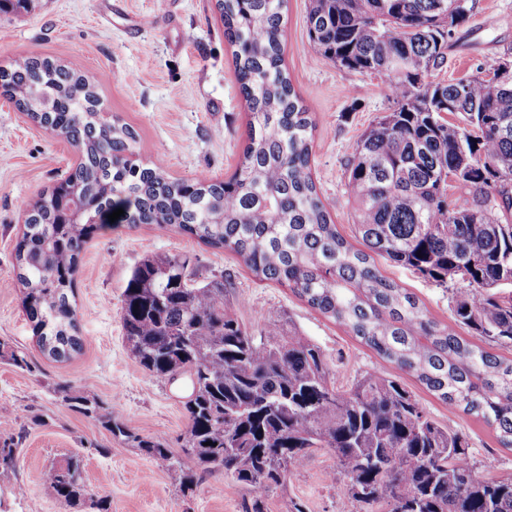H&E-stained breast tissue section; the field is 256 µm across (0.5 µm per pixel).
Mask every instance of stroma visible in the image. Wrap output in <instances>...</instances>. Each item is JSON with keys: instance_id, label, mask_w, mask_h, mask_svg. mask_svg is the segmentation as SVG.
Listing matches in <instances>:
<instances>
[{"instance_id": "stroma-1", "label": "stroma", "mask_w": 512, "mask_h": 512, "mask_svg": "<svg viewBox=\"0 0 512 512\" xmlns=\"http://www.w3.org/2000/svg\"><path fill=\"white\" fill-rule=\"evenodd\" d=\"M473 5L466 22L455 28L447 62L433 80L465 78L512 58V0H473ZM308 6L309 0H287L283 7L284 63L315 122L311 170L317 190L340 233L352 242L348 163L363 132L393 104L383 76L342 68L313 48ZM22 56L73 62L100 80L103 109L137 133L139 164L163 162L169 178L180 181L200 174L221 181L239 166L251 115L216 0H124L119 8L114 0H32L29 12L0 16V69ZM80 160L67 140L0 96V344L24 353L29 362L20 369L0 356V445H10L16 457L14 467H0V512H98L100 500L109 512H241L245 491L223 470L199 476L184 490L178 472L127 447L55 391L70 385L111 408L132 430L179 449L187 428L189 378L162 380L140 367L120 318L126 281L150 255L180 254L199 278L229 280L227 300L249 329L291 319L322 348L336 384L372 370L400 377L431 416L463 433L480 478L512 472V449L500 446L492 427L449 408L289 289L255 277L233 253L175 226L118 224L88 239L72 297L82 346L62 361L44 354L24 309L14 247L24 230L25 207L49 193ZM376 264L430 316L450 320L452 290L463 287L462 279L446 288L385 258ZM72 455L81 457L92 491L77 507L60 500L42 479L46 469ZM335 467L325 451L293 461L287 492L270 502V512H286L291 498L303 500L309 512H355L325 478Z\"/></svg>"}]
</instances>
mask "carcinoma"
Masks as SVG:
<instances>
[{
    "label": "carcinoma",
    "instance_id": "cac0c4a2",
    "mask_svg": "<svg viewBox=\"0 0 512 512\" xmlns=\"http://www.w3.org/2000/svg\"><path fill=\"white\" fill-rule=\"evenodd\" d=\"M284 0H217L224 39L251 113L243 157L223 182L171 181L160 162L113 163L134 154L135 132L110 122L96 86L47 57H22L0 86L34 122L81 153L57 198L27 209L16 245L17 279L41 350L54 359L79 349L70 303L86 239L109 223L177 226L235 254L433 392L498 431L512 447V359L460 336L512 348V82L430 76L446 62L443 17L465 22L470 0H310L308 37L336 65L386 77L394 109L361 136L349 164L361 247L338 231L311 173L315 127L284 66ZM459 114L451 122L443 113ZM461 174L469 189L448 199ZM384 256L446 285L453 324L382 275ZM181 255L147 257L122 292V326L136 362L159 379L189 375L180 451L112 418L97 401L62 389L64 400L190 488L224 469L247 497L243 512H268L289 465L319 449L336 459L328 479L357 512H512V473L479 478L461 433L435 420L396 379L374 370L338 386L321 348L280 320L259 333L224 302L222 280L192 284ZM77 456L43 479L77 506L88 496Z\"/></svg>",
    "mask_w": 512,
    "mask_h": 512
}]
</instances>
